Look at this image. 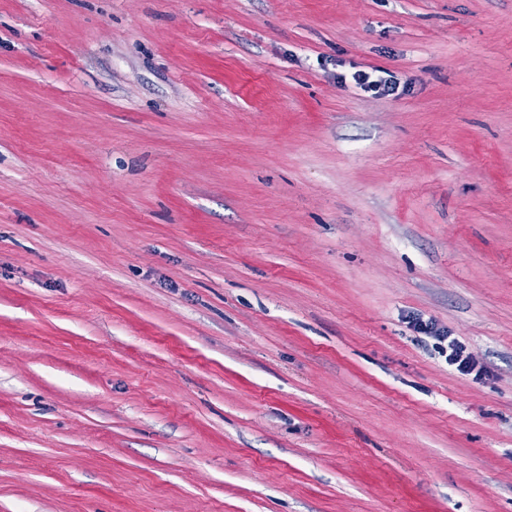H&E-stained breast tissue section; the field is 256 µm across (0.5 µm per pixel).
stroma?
I'll return each instance as SVG.
<instances>
[{"instance_id": "obj_1", "label": "stroma", "mask_w": 512, "mask_h": 512, "mask_svg": "<svg viewBox=\"0 0 512 512\" xmlns=\"http://www.w3.org/2000/svg\"><path fill=\"white\" fill-rule=\"evenodd\" d=\"M0 512H512V0H0ZM351 80L357 88L376 97L394 95L399 87L394 76L381 69L355 71L351 74ZM415 327L419 333L435 341L434 345L439 349L438 352L446 354L448 365L455 366L458 371L464 374L472 373L478 366L477 361L473 355L467 351L466 346L449 334L446 336L444 331L435 323L417 321ZM445 341H448V347L446 348L442 345Z\"/></svg>"}]
</instances>
